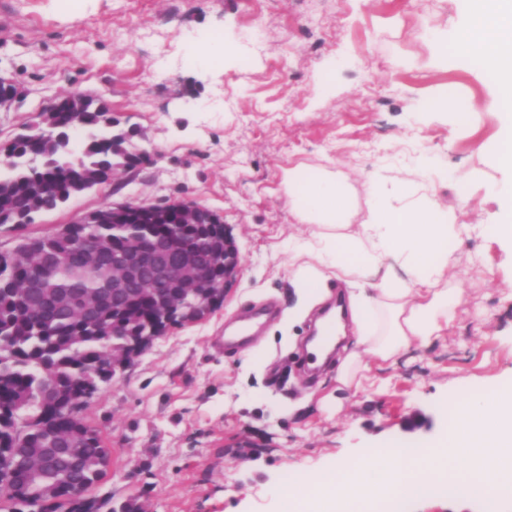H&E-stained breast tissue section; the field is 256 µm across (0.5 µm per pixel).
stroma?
Masks as SVG:
<instances>
[{"label": "stroma", "instance_id": "35a3bbf8", "mask_svg": "<svg viewBox=\"0 0 512 512\" xmlns=\"http://www.w3.org/2000/svg\"><path fill=\"white\" fill-rule=\"evenodd\" d=\"M467 0H0V73L26 91L0 107V142L37 124L78 88L102 97L143 155L135 169L0 226V250L53 233L103 204L189 201L217 214L241 270L224 303L171 328L87 402L83 418L112 450L90 496L135 501L143 512H281L293 470L318 473L366 448L429 444L446 431L440 408L475 386L512 380V248L487 230L501 210L493 186L512 178L493 152L496 113L452 112L496 92L491 72L444 49ZM222 40L218 68L198 54ZM324 169L350 189L361 223L374 187L410 185L404 200L438 199L469 231L453 241L448 285L464 301L447 336L372 368L374 383L345 388L335 359L316 377L299 369L313 327L281 332L297 301L296 243L309 225L288 204L286 170ZM276 313L253 341L226 332L259 305ZM264 357L248 366L247 355ZM406 512H512V498L435 495Z\"/></svg>", "mask_w": 512, "mask_h": 512}]
</instances>
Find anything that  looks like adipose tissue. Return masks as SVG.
<instances>
[{
    "instance_id": "adipose-tissue-1",
    "label": "adipose tissue",
    "mask_w": 512,
    "mask_h": 512,
    "mask_svg": "<svg viewBox=\"0 0 512 512\" xmlns=\"http://www.w3.org/2000/svg\"><path fill=\"white\" fill-rule=\"evenodd\" d=\"M449 42L466 56L481 60L498 83L485 101L498 112L500 143L496 163L512 171V0H470L464 23L448 33ZM292 207L314 226L298 246L297 285L305 303L321 301L325 283L336 279L351 286V319L361 353L352 354L340 372L341 385L356 384L364 359L382 364L400 352L431 344L447 332L463 294L448 285L451 244L460 228L451 212L435 201L394 205L392 195L376 191L362 224L350 226L351 202L346 185L323 170L285 172ZM395 260L406 278L386 268Z\"/></svg>"
}]
</instances>
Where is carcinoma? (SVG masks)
I'll list each match as a JSON object with an SVG mask.
<instances>
[{
    "label": "carcinoma",
    "mask_w": 512,
    "mask_h": 512,
    "mask_svg": "<svg viewBox=\"0 0 512 512\" xmlns=\"http://www.w3.org/2000/svg\"><path fill=\"white\" fill-rule=\"evenodd\" d=\"M95 112L78 115L60 109L42 112L41 125L22 134L11 154L24 155L38 147L41 162L30 167L10 165L0 176V224L22 226L30 215L54 208L74 192L97 184V175L116 165L131 166L137 155L126 147V137L114 135L112 112L97 105ZM82 122L102 133L93 137L82 156L71 158V126ZM83 228L103 244L97 256L88 254L80 238L60 229L50 235L23 240L16 250L0 257V439L9 443V456L42 471L45 479L60 483L79 481L93 486L105 475L104 460L110 449L101 434L85 424L74 425L67 405L83 381L99 390L112 368V346L122 348L130 336L148 330L143 308L136 304L122 317L118 334H112V306L102 307L89 320L82 314L80 299L96 295L103 280L112 275L109 260L112 243L144 239L155 224H85ZM180 236L190 249H204L217 242L211 229L182 224ZM52 301L46 316H29L30 286ZM0 500L10 512H58L61 505L33 496H12L0 489ZM139 512L131 502L114 506L112 498L74 499L68 512Z\"/></svg>",
    "instance_id": "1"
}]
</instances>
